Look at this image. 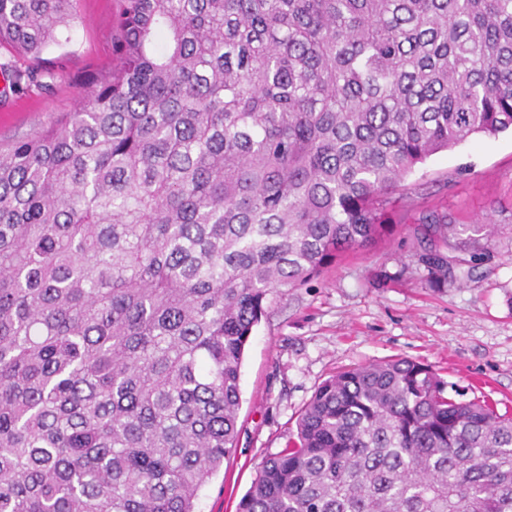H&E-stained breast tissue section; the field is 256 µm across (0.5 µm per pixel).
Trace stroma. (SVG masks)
Listing matches in <instances>:
<instances>
[{"label": "stroma", "mask_w": 512, "mask_h": 512, "mask_svg": "<svg viewBox=\"0 0 512 512\" xmlns=\"http://www.w3.org/2000/svg\"><path fill=\"white\" fill-rule=\"evenodd\" d=\"M68 31L38 61L37 82L0 89V143L32 136L87 97L114 58L116 0H75ZM375 246L337 260L300 288L270 295L241 367L239 444L202 490L199 512H236L262 458L285 448L316 388L337 371L407 357L431 365L459 400L512 413V133L478 135L431 156L405 181ZM491 219L500 232L469 280L426 287L413 234L419 212Z\"/></svg>", "instance_id": "stroma-1"}]
</instances>
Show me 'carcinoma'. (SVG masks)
I'll return each instance as SVG.
<instances>
[{"instance_id":"1","label":"carcinoma","mask_w":512,"mask_h":512,"mask_svg":"<svg viewBox=\"0 0 512 512\" xmlns=\"http://www.w3.org/2000/svg\"><path fill=\"white\" fill-rule=\"evenodd\" d=\"M73 0H0L39 58ZM88 101L0 148V512H198L278 288L376 245L418 165L512 129V0H118ZM438 288L492 224L421 213ZM344 368L238 512H512V416Z\"/></svg>"}]
</instances>
